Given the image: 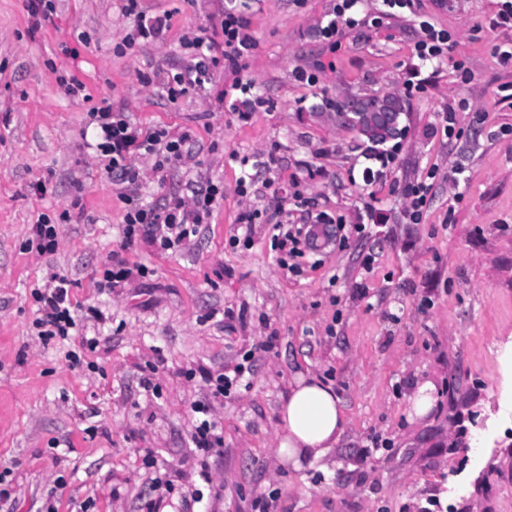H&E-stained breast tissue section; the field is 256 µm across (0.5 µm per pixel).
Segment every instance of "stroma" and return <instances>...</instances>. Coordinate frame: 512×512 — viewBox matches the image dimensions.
Here are the masks:
<instances>
[{"label":"stroma","instance_id":"obj_1","mask_svg":"<svg viewBox=\"0 0 512 512\" xmlns=\"http://www.w3.org/2000/svg\"><path fill=\"white\" fill-rule=\"evenodd\" d=\"M54 2L53 24L35 30L27 0H0V512H145L157 498L168 512H254L273 491L277 512H424L434 499L444 512H512V103L500 93L512 67L487 24L496 0H415L399 17L363 0L362 22L332 46L318 28L334 0H236L254 49L174 103L159 85L185 59L179 42L225 0H140L170 28L123 54L124 0ZM422 20L448 30L473 81L446 63L406 91ZM62 75L85 96H69ZM388 91L404 98L406 132L370 155L332 111ZM105 99L144 131L190 137L191 158L164 173L134 159L147 201L223 185L185 248L123 245L120 187L85 146ZM459 101L445 136L439 114ZM36 179L40 197L27 190ZM424 180L413 224L404 189ZM246 211L258 214L247 226ZM43 213L58 232L51 253L27 246ZM324 214L337 234L306 250L301 274L280 266L271 225ZM243 234L249 245L230 246ZM116 260L148 274L104 288ZM57 272L74 282L83 326L67 341L34 325L33 287ZM269 335L273 351L212 411L224 454L204 483L188 448L191 406L208 393L198 370L233 368ZM309 370L332 385L347 426L327 467L297 471L275 458L278 408ZM425 381L436 401L417 418L410 399Z\"/></svg>","mask_w":512,"mask_h":512}]
</instances>
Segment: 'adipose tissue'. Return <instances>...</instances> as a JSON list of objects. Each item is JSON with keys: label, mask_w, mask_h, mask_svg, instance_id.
<instances>
[{"label": "adipose tissue", "mask_w": 512, "mask_h": 512, "mask_svg": "<svg viewBox=\"0 0 512 512\" xmlns=\"http://www.w3.org/2000/svg\"><path fill=\"white\" fill-rule=\"evenodd\" d=\"M276 454L294 468L326 460L345 428V413L331 385L315 374L298 375L279 405Z\"/></svg>", "instance_id": "ef3b65f1"}]
</instances>
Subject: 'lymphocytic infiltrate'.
I'll return each mask as SVG.
<instances>
[{
  "instance_id": "f902f5d3",
  "label": "lymphocytic infiltrate",
  "mask_w": 512,
  "mask_h": 512,
  "mask_svg": "<svg viewBox=\"0 0 512 512\" xmlns=\"http://www.w3.org/2000/svg\"><path fill=\"white\" fill-rule=\"evenodd\" d=\"M125 11L136 18L133 29L128 32L118 52H125L141 41L163 39L169 28L164 16L149 17L139 9V0H126ZM249 22L236 6L225 5L218 20L213 23L211 33H202L181 40L187 61L163 80V88L169 101H177L189 90L204 87L211 81L213 71L220 60L237 64L255 47L248 31ZM95 128L97 152L107 160L105 170L111 181L136 185L140 174L132 164L137 156L154 157L155 171L179 165L186 152L188 135L171 136L168 130L158 129L150 133L130 122L125 113L113 111L111 103L94 108L90 114ZM224 197L221 185L208 184L191 197H177L162 208L146 207L137 203L133 194H124L127 209L123 217V235L126 242L144 241L159 249L174 251L187 245L198 236L202 224L207 223L216 204ZM41 316L37 327L46 329L48 335L68 337L76 329L72 314L71 282L67 276L54 274L43 288L38 289ZM244 373L243 366H236L233 374L212 375L202 372L201 377L209 389L210 404H194L193 412L201 420L191 435L195 452L205 457L222 455L224 439L216 431L210 419L211 403H223L229 397L236 377Z\"/></svg>"
}]
</instances>
